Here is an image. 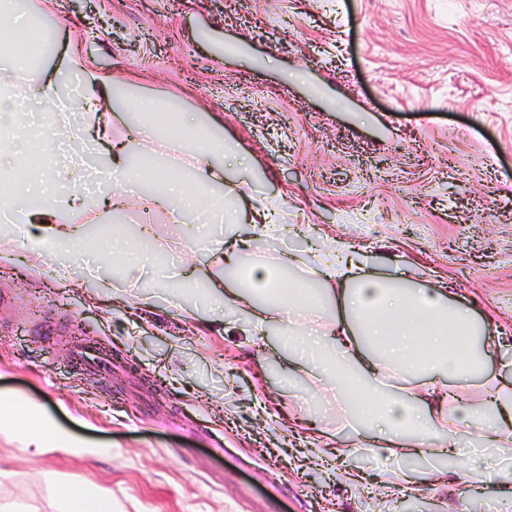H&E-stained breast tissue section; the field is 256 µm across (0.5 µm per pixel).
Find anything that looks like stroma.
<instances>
[{
  "label": "stroma",
  "instance_id": "stroma-1",
  "mask_svg": "<svg viewBox=\"0 0 512 512\" xmlns=\"http://www.w3.org/2000/svg\"><path fill=\"white\" fill-rule=\"evenodd\" d=\"M62 26L49 70H62L74 111L80 79L66 59L138 93L179 98L213 116L253 160L257 184L239 201L283 198L288 233L260 239L271 260L329 238L361 250L369 272L405 268L447 282L469 314L512 334V0H30ZM73 276L51 275L57 246L31 264L35 225L0 234V397L36 408L101 456L29 454L0 433V504L58 512V488L110 493L118 512H504L512 460L492 457V487L428 482L456 460L352 452L355 426L334 400L288 372V347L249 313L175 293L157 259L204 282L195 252L214 227L171 221L144 200L80 215ZM156 257L136 287L121 280L112 236ZM148 297L141 307L140 297ZM194 309L187 318L185 309ZM233 320L231 332L220 323ZM89 338L117 365L106 377L73 369L72 341ZM331 428L325 455L311 449ZM415 474L398 496L382 468ZM363 472L352 484L346 469Z\"/></svg>",
  "mask_w": 512,
  "mask_h": 512
}]
</instances>
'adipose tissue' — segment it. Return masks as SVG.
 <instances>
[{"label": "adipose tissue", "instance_id": "adipose-tissue-1", "mask_svg": "<svg viewBox=\"0 0 512 512\" xmlns=\"http://www.w3.org/2000/svg\"><path fill=\"white\" fill-rule=\"evenodd\" d=\"M10 68L25 76L26 99L0 94V123L15 130L0 138V162L28 147L17 131L29 101L51 103L57 125L77 144L91 133L107 138L106 125L93 120L102 101L121 111L135 109L148 131L159 112L168 113L174 128L191 129V137L159 139L139 157L124 141H113L114 154L104 162L115 176L113 209L126 207L151 171L157 186L153 203L170 211L176 223L192 219L224 225L223 238L209 250L220 268L207 282L212 300L252 311L260 324L278 327L289 343V362L307 376L311 393L336 392L345 416L365 432L359 451L376 460L400 452L446 456L468 440L512 451V383L489 373L500 350L495 330L490 321L462 311L446 286H418L401 269L389 277L367 275L357 249L338 241L309 255L251 259L254 240L284 233L282 202L273 196L255 206L250 236L237 233L236 201L251 162L231 142L208 127L187 126L177 103L136 97L124 81L89 75L80 52H71L67 60L70 72L87 77L86 115L80 119L67 110L54 75L33 68L31 55L14 52ZM11 185L14 223L39 228L28 247L32 260L40 259L44 243L64 245L79 236L75 216L86 201L79 159H72L66 172L64 193L28 178H12ZM218 189L223 197H215ZM476 381L485 395L473 404L462 393ZM3 428L24 430L38 454L53 449L88 453L81 442L58 433L16 401L0 404Z\"/></svg>", "mask_w": 512, "mask_h": 512}]
</instances>
